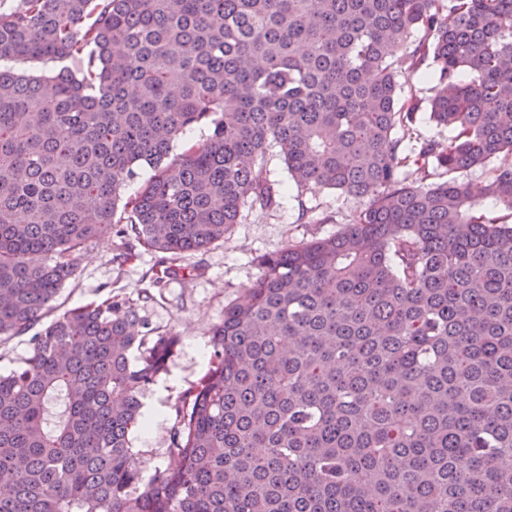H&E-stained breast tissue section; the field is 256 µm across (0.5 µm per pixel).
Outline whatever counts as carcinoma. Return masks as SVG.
<instances>
[{"label":"carcinoma","mask_w":512,"mask_h":512,"mask_svg":"<svg viewBox=\"0 0 512 512\" xmlns=\"http://www.w3.org/2000/svg\"><path fill=\"white\" fill-rule=\"evenodd\" d=\"M399 51L412 73L432 59L452 131L412 156ZM49 60L0 67V345L88 243L165 264L278 203L257 175L273 150L300 188L380 194L258 258L173 406L176 467L137 490L129 433L178 337L149 341L116 296L31 337L0 374V512H512V169L488 220L453 177L512 152V0H0V62ZM410 161L450 178L407 184Z\"/></svg>","instance_id":"1"}]
</instances>
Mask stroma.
Here are the masks:
<instances>
[{
    "label": "stroma",
    "mask_w": 512,
    "mask_h": 512,
    "mask_svg": "<svg viewBox=\"0 0 512 512\" xmlns=\"http://www.w3.org/2000/svg\"><path fill=\"white\" fill-rule=\"evenodd\" d=\"M511 159L503 153L486 165L457 175L486 216H498L500 209L484 197V187L493 171L506 167ZM260 176L280 184L278 207L266 209L256 204L244 208L239 224L223 241L176 260L177 277L154 285L158 253L139 251L136 259L121 266L113 260L112 242L94 241L86 246L75 275L65 282L54 301L63 312L117 296L136 309L143 330L179 338L166 372L148 386L142 398L144 409H159L160 428L152 434L141 426L130 432L142 478H149L155 469L173 466L168 453L172 408L207 372L213 355L212 329L223 320L225 305L238 300L255 281L259 273L257 257L342 231L364 205L363 200L336 190L298 188L275 152L269 153Z\"/></svg>",
    "instance_id": "1"
}]
</instances>
